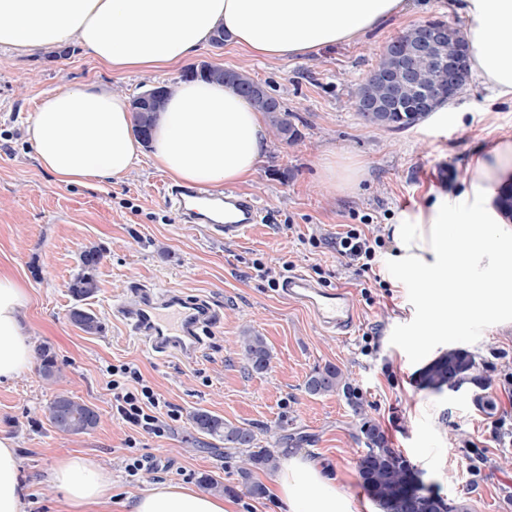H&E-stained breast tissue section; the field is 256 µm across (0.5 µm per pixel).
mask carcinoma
I'll return each instance as SVG.
<instances>
[{
  "label": "carcinoma",
  "instance_id": "obj_1",
  "mask_svg": "<svg viewBox=\"0 0 512 512\" xmlns=\"http://www.w3.org/2000/svg\"><path fill=\"white\" fill-rule=\"evenodd\" d=\"M421 27L414 25L405 31L397 43H389L379 54L375 70L383 75L396 72L401 56L406 47L418 41ZM421 70V82L424 87L436 90L448 85V68H431L418 63ZM185 75L193 79L208 82L227 83V77L233 76L231 85L242 93L253 107L265 114L275 135L286 143L298 140L300 132L292 122V114L274 94H269L272 104L262 105L248 90L250 86H258L269 90L268 84H262L251 78L246 72L228 71L222 67L212 66L206 72L191 69ZM372 100L391 102L387 112H374L368 116L361 114L369 125L385 127L391 131H403L417 125L426 118L427 113L415 106L417 92L394 88L389 84H379L367 90ZM103 258L102 252L96 247H89L79 255L80 271L68 284V290L75 301H84L98 291L97 269ZM71 321L89 335L102 333L103 327L99 318L92 312L75 306L69 313ZM241 346L245 357L256 371L268 369L271 354L264 337L246 333L241 337ZM474 361L471 355L463 350L450 351L431 362L421 373L424 388L440 392L448 385V379L454 378L460 383L477 381L472 375ZM343 374L340 368L328 364L319 369L306 381L308 393L316 395L332 392L342 386ZM48 416L53 427L66 434L86 433L95 428L100 420L99 413L93 407L75 400L65 394H57L50 400ZM194 428L229 448L240 449L244 453L241 459L239 474L247 492L256 498L266 494V487L253 480L256 470L273 472L278 468L277 455L269 448L256 446L253 431L247 427L224 421V418L206 410L198 409L190 415ZM361 432L366 438V450L357 459L356 468L362 488L377 504L380 512H406L399 495L411 484L410 470L414 465L387 444L378 425L369 421L363 422Z\"/></svg>",
  "mask_w": 512,
  "mask_h": 512
}]
</instances>
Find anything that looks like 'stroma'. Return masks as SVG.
<instances>
[{
    "label": "stroma",
    "instance_id": "stroma-1",
    "mask_svg": "<svg viewBox=\"0 0 512 512\" xmlns=\"http://www.w3.org/2000/svg\"><path fill=\"white\" fill-rule=\"evenodd\" d=\"M412 3L402 20L306 58L259 59L229 42L197 54V61L268 83L301 133L288 144L270 138L252 179L241 184L267 221L234 241L184 223L160 192L169 175L149 156L118 184L65 186L39 166L25 139L26 121L46 91L92 83L130 97L158 84L177 86L182 68L115 71L75 43L64 56L51 48H0V270L30 289L35 345L50 347L57 362L52 380L35 366L0 385V431L18 445L26 512H54L57 493L44 477L73 452L111 475L113 512H126V498L157 483L201 488L205 474L236 486L234 512H285L274 497L255 498L240 488L238 450L194 429L189 414L199 408L252 426L258 444L279 456L316 462L355 512H377L356 469L366 421L379 425L389 447L438 495L465 501L469 512H512V324L412 352L405 339L418 314L412 288L391 274L397 247L388 230L403 215L427 210L437 195L456 199L471 159L512 134V107L489 109L488 90L470 80L451 103L461 125L434 116L403 132L365 124L354 93L388 42L432 19L464 27L448 0ZM326 153L361 163L363 179L351 190L330 192L319 167ZM354 224L385 240L368 273L336 252L337 234ZM88 245L103 252L99 289L85 302L103 325L94 336L68 316L75 301L67 285ZM294 272L349 292L358 314L350 334L327 333L306 306L283 298L279 285ZM136 283L213 305L218 320L195 363L152 353L114 316V303L130 300ZM246 330L264 336L271 349L265 372L251 370L237 343ZM453 346L472 355L476 382L456 391L423 388L422 370ZM121 364L136 368L180 414L163 437H138L132 448L108 386L109 367ZM328 364L342 370L352 395L306 391L310 374ZM60 393L95 406L98 426L82 434L56 431L47 405ZM133 457L147 465L134 477L126 470Z\"/></svg>",
    "mask_w": 512,
    "mask_h": 512
}]
</instances>
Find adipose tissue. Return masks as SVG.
I'll return each mask as SVG.
<instances>
[{
    "mask_svg": "<svg viewBox=\"0 0 512 512\" xmlns=\"http://www.w3.org/2000/svg\"><path fill=\"white\" fill-rule=\"evenodd\" d=\"M465 20L470 69L495 100L512 103V0H452ZM406 0H0V46L33 51L78 41L92 59L123 72L179 67L205 48L216 29L251 55L303 58L362 39L405 14ZM125 95L88 84L44 95L25 134L42 169L64 185L120 181L150 154L175 180L204 188L249 178L267 147L260 112L234 88L181 82L157 113L149 144L136 132ZM459 204L438 199L392 225L394 274L413 288L425 312L410 340L425 349L438 336H465L512 323V222L497 205L512 187V137L470 164ZM30 294L0 272V384L27 371L34 342ZM13 438L0 435V512H26ZM45 480L61 512H107L112 479L91 460L71 455ZM287 512H353L313 461L285 457L271 488ZM130 512H227L224 498L157 484Z\"/></svg>",
    "mask_w": 512,
    "mask_h": 512,
    "instance_id": "ef3b65f1",
    "label": "adipose tissue"
}]
</instances>
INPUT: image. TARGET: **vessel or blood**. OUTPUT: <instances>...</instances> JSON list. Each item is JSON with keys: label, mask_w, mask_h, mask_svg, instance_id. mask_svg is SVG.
Masks as SVG:
<instances>
[{"label": "vessel or blood", "mask_w": 512, "mask_h": 512, "mask_svg": "<svg viewBox=\"0 0 512 512\" xmlns=\"http://www.w3.org/2000/svg\"><path fill=\"white\" fill-rule=\"evenodd\" d=\"M163 192L168 203L189 224L209 223L205 207L222 205L229 215L228 221L211 225L218 236L228 240L240 238L251 225L262 220L256 200L231 189L217 192L167 185ZM133 292L135 303L117 307L133 335L151 352L185 360L196 359L201 350L200 332L215 322V309L205 301L187 298L171 288H148L138 284ZM281 292L289 300L311 304L325 328L342 332L357 322L350 297L341 292L318 290L303 274L288 275L282 282Z\"/></svg>", "instance_id": "obj_1"}]
</instances>
